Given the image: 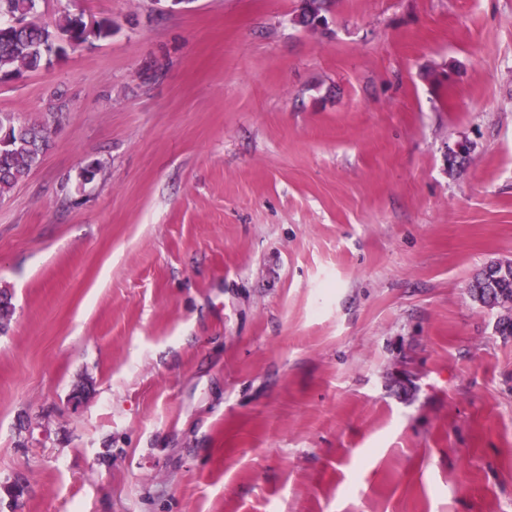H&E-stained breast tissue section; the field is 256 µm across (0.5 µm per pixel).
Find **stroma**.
Wrapping results in <instances>:
<instances>
[{
  "mask_svg": "<svg viewBox=\"0 0 512 512\" xmlns=\"http://www.w3.org/2000/svg\"><path fill=\"white\" fill-rule=\"evenodd\" d=\"M302 5L38 0L0 512H512V0ZM510 267L508 274H504L501 268L499 273L503 275L502 278H494L491 275H486L485 270L477 276L475 283L471 288L472 299L478 302L481 306L493 310V305L499 300L501 295L506 298H512V265L511 261L507 262Z\"/></svg>",
  "mask_w": 512,
  "mask_h": 512,
  "instance_id": "35a3bbf8",
  "label": "stroma"
}]
</instances>
